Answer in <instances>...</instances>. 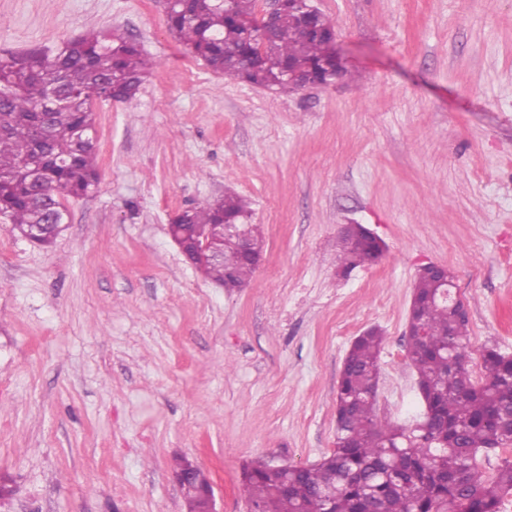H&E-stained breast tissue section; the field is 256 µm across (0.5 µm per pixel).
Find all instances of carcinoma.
I'll return each instance as SVG.
<instances>
[{"mask_svg": "<svg viewBox=\"0 0 512 512\" xmlns=\"http://www.w3.org/2000/svg\"><path fill=\"white\" fill-rule=\"evenodd\" d=\"M258 0H185L165 10L171 34L215 72L256 85L301 88L300 81L332 82L342 72L327 56L335 29L314 20L301 4L283 0L275 34L263 44ZM153 62L117 30L89 33L52 55L31 51L0 55V215L21 236L45 225L50 243L68 222L64 201L97 186L94 113L86 100L128 102ZM248 204L236 195L179 213L174 223L188 238L238 224ZM224 260L199 269L228 290L244 286L256 265L238 242L222 243ZM382 253L357 227L340 235L339 268L347 275L373 265ZM415 315L423 335L406 336L418 390L430 421L412 428L382 418L376 409L382 336L354 338L336 394V441L319 462L287 470L249 465L242 485L255 512H500L512 492V461L503 459L484 478L478 454L512 446V356L496 344L482 352L485 376L472 379L465 365L469 318L440 297L434 276L414 287Z\"/></svg>", "mask_w": 512, "mask_h": 512, "instance_id": "obj_1", "label": "carcinoma"}]
</instances>
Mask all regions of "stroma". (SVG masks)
I'll return each instance as SVG.
<instances>
[{"label":"stroma","instance_id":"obj_1","mask_svg":"<svg viewBox=\"0 0 512 512\" xmlns=\"http://www.w3.org/2000/svg\"><path fill=\"white\" fill-rule=\"evenodd\" d=\"M345 70L281 91L211 70L160 0H0V54L130 34L155 62L93 106L100 179L48 248L0 223V512H187L177 459L216 512H248L245 464L306 466L336 441L343 359L382 331L379 415L423 411L404 332L421 268L454 275L467 367L512 353V0H312ZM245 199L262 259L228 291L173 217ZM362 224L381 260L341 278Z\"/></svg>","mask_w":512,"mask_h":512}]
</instances>
